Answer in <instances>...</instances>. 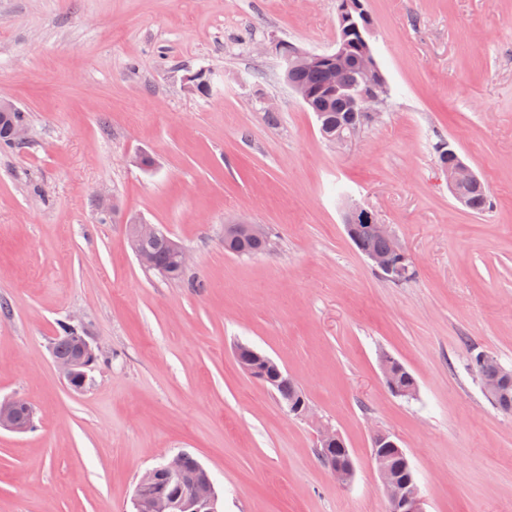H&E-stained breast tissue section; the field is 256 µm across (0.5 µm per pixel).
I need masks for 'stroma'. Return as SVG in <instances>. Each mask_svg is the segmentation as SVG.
Segmentation results:
<instances>
[{
  "label": "stroma",
  "mask_w": 512,
  "mask_h": 512,
  "mask_svg": "<svg viewBox=\"0 0 512 512\" xmlns=\"http://www.w3.org/2000/svg\"><path fill=\"white\" fill-rule=\"evenodd\" d=\"M364 5L391 98L339 149L279 56L328 50L336 0H0V98L28 127L0 148V401L34 411L27 433L0 429V512H134L140 476L180 453L221 512H387L378 431L426 512H512V416L469 364L512 369V0ZM197 72L199 95L183 82ZM442 140L484 181L485 213L450 194ZM351 199L400 239L412 279L355 249ZM130 218L185 248L182 280L140 265ZM239 218L269 251L225 253ZM77 323L103 350L80 392L52 359ZM241 344L288 372L312 420L240 369ZM384 352L416 399L387 391ZM324 426L351 451L348 485L315 455Z\"/></svg>",
  "instance_id": "35a3bbf8"
}]
</instances>
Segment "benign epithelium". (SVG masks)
I'll use <instances>...</instances> for the list:
<instances>
[{
	"mask_svg": "<svg viewBox=\"0 0 512 512\" xmlns=\"http://www.w3.org/2000/svg\"><path fill=\"white\" fill-rule=\"evenodd\" d=\"M364 11L361 0H339L336 4V15L340 26H345L354 18V15ZM282 59L285 68L297 66L330 67L336 83L343 81L342 64L345 60L344 46L336 42L333 49L324 53L302 52L295 48L283 47ZM388 98L386 82L381 78L376 63L370 53H365L360 62L359 88L352 92L351 100L354 109L369 120L379 116ZM442 149H448V154L454 156V162L444 169L448 176V190L454 199L462 206H468L465 198V189L475 187L485 190L484 182L463 161L453 147L443 143ZM347 234H353V226L362 224L370 232L387 240L388 249L384 252L366 250L363 252L368 263L380 273L388 276L397 271L404 263L411 261L410 254L405 246L391 231L389 225L380 224L373 213L359 202L353 201L346 206L344 216ZM164 238L169 251L176 257L177 266H188V255L183 247L167 236L158 224H146L132 220L129 225V239L132 250L139 263L147 270L156 272L163 277L168 272L155 263L153 257L140 248V243L147 239ZM69 332L77 345L76 356L73 358L53 357V362L59 370L67 387L78 385V381H87V371L97 363L102 355V349L93 338L77 327H69ZM484 365L494 370V376L483 382V390L491 400L495 399L503 389L512 384V371L502 366L495 358L485 355L482 358ZM243 371L251 378L264 385H270L271 378L268 370L272 369L282 376L285 374L280 366L271 358L257 356L249 361L240 362ZM383 381L388 391L395 397L405 398L407 392L396 386L394 379L401 367L394 359L383 356L380 359ZM28 404L21 399L5 400L0 403V428L16 433H24L30 429L31 421L23 420L17 415L21 408ZM374 445L371 450L372 461L379 473L388 502V512H425L424 500L421 496L415 470L407 458L406 451L399 441L392 435L378 433L373 437ZM389 441V446L397 450L406 465V472L398 474L388 464L385 453L378 445ZM344 443L343 437L336 431L327 428L321 431L316 446L322 451ZM184 454H178L165 463L147 470L138 480L134 505L137 512H219V495L214 485L204 476L200 479H191L182 466ZM328 469L341 485L348 484L354 476V461L350 450H345V459L332 461L327 464Z\"/></svg>",
	"mask_w": 512,
	"mask_h": 512,
	"instance_id": "benign-epithelium-1",
	"label": "benign epithelium"
}]
</instances>
